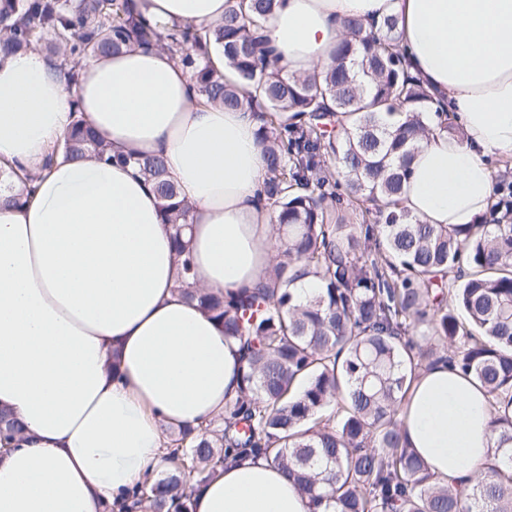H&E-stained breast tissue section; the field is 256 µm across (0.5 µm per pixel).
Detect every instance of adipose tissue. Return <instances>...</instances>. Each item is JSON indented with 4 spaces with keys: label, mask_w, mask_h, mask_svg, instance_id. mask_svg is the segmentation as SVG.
I'll list each match as a JSON object with an SVG mask.
<instances>
[{
    "label": "adipose tissue",
    "mask_w": 512,
    "mask_h": 512,
    "mask_svg": "<svg viewBox=\"0 0 512 512\" xmlns=\"http://www.w3.org/2000/svg\"><path fill=\"white\" fill-rule=\"evenodd\" d=\"M160 25L219 23L228 0H130ZM395 16L411 71L448 103L433 113L401 206L423 224H478L494 202L488 157L512 158V0H284L266 31L289 73L325 70L344 18ZM68 89L40 50L0 57V170L33 176L0 206V408L22 430L0 452V512H101L156 480L165 433L223 413L244 352L176 290L169 225L132 165L50 159L80 108L113 152L160 155L190 206L196 285L265 282L276 213L257 115L200 102L191 72L159 46L77 66ZM406 442L444 483L469 490L492 444L485 391L439 362L404 405ZM192 512H307L272 460L225 464L191 492Z\"/></svg>",
    "instance_id": "obj_1"
}]
</instances>
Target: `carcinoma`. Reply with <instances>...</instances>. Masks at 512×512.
I'll list each match as a JSON object with an SVG mask.
<instances>
[{
  "instance_id": "cac0c4a2",
  "label": "carcinoma",
  "mask_w": 512,
  "mask_h": 512,
  "mask_svg": "<svg viewBox=\"0 0 512 512\" xmlns=\"http://www.w3.org/2000/svg\"><path fill=\"white\" fill-rule=\"evenodd\" d=\"M281 0H240L213 28L138 19L128 0H0V54L45 49L67 84L74 61L162 44L193 73L199 100L257 112L277 209L279 261L267 282L226 298L193 286L177 200L161 157L112 154L83 119L51 155L134 161L173 227L180 293L243 342L237 400L168 448L167 476L133 493L151 512H192L187 488L242 456L271 459L308 512H512V223H413L399 207L434 112L448 104L409 71L397 20L383 34L358 18L323 78L272 66L262 19ZM215 42L224 72L194 55ZM315 278L304 304L294 287ZM444 361L489 394L495 447L470 493L443 485L404 441L402 398L416 372Z\"/></svg>"
}]
</instances>
